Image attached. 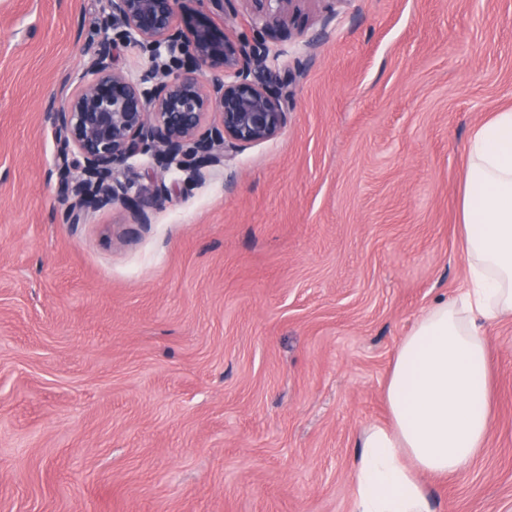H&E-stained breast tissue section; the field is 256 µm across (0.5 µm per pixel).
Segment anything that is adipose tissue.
I'll return each instance as SVG.
<instances>
[{"mask_svg": "<svg viewBox=\"0 0 512 512\" xmlns=\"http://www.w3.org/2000/svg\"><path fill=\"white\" fill-rule=\"evenodd\" d=\"M468 286L426 309L401 339L387 424L357 440L352 512H431L422 475L461 472L493 419L484 325L512 318V108L472 132L460 196Z\"/></svg>", "mask_w": 512, "mask_h": 512, "instance_id": "obj_1", "label": "adipose tissue"}]
</instances>
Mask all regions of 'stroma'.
<instances>
[{"label":"stroma","instance_id":"obj_1","mask_svg":"<svg viewBox=\"0 0 512 512\" xmlns=\"http://www.w3.org/2000/svg\"><path fill=\"white\" fill-rule=\"evenodd\" d=\"M100 0H0V512H351L395 349L467 280L469 137L512 105V0H307L270 41L288 122L139 224H67L44 113ZM493 431L432 512H512V320Z\"/></svg>","mask_w":512,"mask_h":512}]
</instances>
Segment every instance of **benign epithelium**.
<instances>
[{
	"mask_svg": "<svg viewBox=\"0 0 512 512\" xmlns=\"http://www.w3.org/2000/svg\"><path fill=\"white\" fill-rule=\"evenodd\" d=\"M99 36L79 84L46 112L57 136V193L67 224L120 205L140 224L169 197L164 174L204 181L228 148L268 141L286 126L288 78L267 67L271 31L304 0H251L250 32L232 36L211 23L207 5L224 12L234 0H104ZM134 44L150 58L135 77L118 65ZM148 156L157 182L152 197L133 190L130 160Z\"/></svg>",
	"mask_w": 512,
	"mask_h": 512,
	"instance_id": "benign-epithelium-1",
	"label": "benign epithelium"
}]
</instances>
